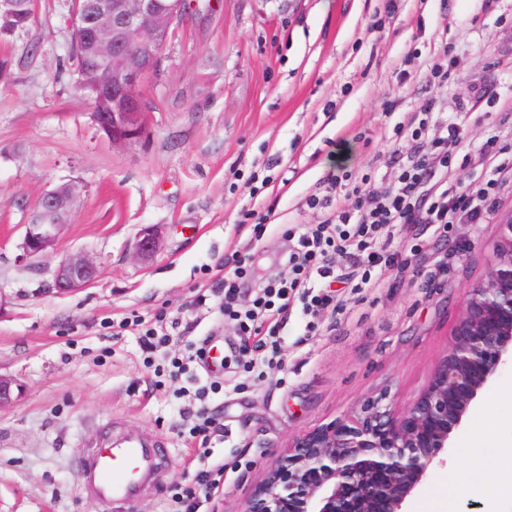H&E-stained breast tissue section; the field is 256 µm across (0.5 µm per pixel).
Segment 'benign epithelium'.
<instances>
[{
    "label": "benign epithelium",
    "mask_w": 512,
    "mask_h": 512,
    "mask_svg": "<svg viewBox=\"0 0 512 512\" xmlns=\"http://www.w3.org/2000/svg\"><path fill=\"white\" fill-rule=\"evenodd\" d=\"M188 0H89L73 6V39L92 49L78 86L93 101L92 120L114 145L142 137L137 86L157 67L169 34L186 13ZM18 0H0V36L20 26ZM77 187L63 184L38 200L30 222L21 225L23 261L58 250ZM159 246L154 226L141 228L134 255L147 259ZM93 258L64 256L53 271V290L76 292L95 280ZM512 358V221L486 278L468 290L447 354L405 410L368 399L360 408L298 436L272 463L265 481L242 512H402L406 499L428 478L452 432L498 368ZM22 392L0 374V409Z\"/></svg>",
    "instance_id": "7a95c632"
}]
</instances>
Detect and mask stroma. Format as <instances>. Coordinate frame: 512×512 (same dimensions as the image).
I'll return each mask as SVG.
<instances>
[{"label":"stroma","mask_w":512,"mask_h":512,"mask_svg":"<svg viewBox=\"0 0 512 512\" xmlns=\"http://www.w3.org/2000/svg\"><path fill=\"white\" fill-rule=\"evenodd\" d=\"M33 9L27 30L0 40L9 62L0 73V373L22 386L0 409V512H107L80 494L71 458L108 433L170 448L164 488L192 476L198 450L180 432L191 425L183 408L195 386L171 379L170 361L208 335L226 355L210 404L211 460L224 465L214 512H241L305 431L381 395L404 410L447 353L467 291L512 220V180L483 220L396 228L401 264L377 288L356 294L335 284L337 307L315 335L293 308L282 365L263 374L237 368L244 337L216 308L195 307V291L238 255L253 272L244 295L283 276L286 226L317 220L306 195L336 167L391 182L394 155L406 147L393 128L428 100L464 124L468 162L455 179L480 181L486 140L512 139V126L488 114L489 99L512 101V0H192L157 70L139 82L144 134L122 147L102 138L75 86L70 0H34ZM444 40L457 64L440 89L424 74ZM254 173L272 179L255 197ZM73 181L82 193L57 254L20 261L21 224L45 191ZM250 203L274 210L256 242L237 222ZM146 225L160 248L142 260L133 246ZM80 251L94 257L96 279L73 294L52 292L60 255ZM160 313L198 326L148 356L119 324L133 316L151 324ZM510 383L511 362L471 404L444 465L404 512H512V494L493 504L480 493L512 429L476 431ZM474 446L485 464L457 490L447 465L464 464Z\"/></svg>","instance_id":"35a3bbf8"}]
</instances>
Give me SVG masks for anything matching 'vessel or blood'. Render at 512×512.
<instances>
[{"mask_svg":"<svg viewBox=\"0 0 512 512\" xmlns=\"http://www.w3.org/2000/svg\"><path fill=\"white\" fill-rule=\"evenodd\" d=\"M169 459L168 449L131 436L116 442L102 439L94 448L76 453L73 462L82 492L104 503L110 512H127L156 486Z\"/></svg>","mask_w":512,"mask_h":512,"instance_id":"obj_1","label":"vessel or blood"}]
</instances>
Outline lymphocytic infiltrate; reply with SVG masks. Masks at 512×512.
Wrapping results in <instances>:
<instances>
[{
    "instance_id": "obj_1",
    "label": "lymphocytic infiltrate",
    "mask_w": 512,
    "mask_h": 512,
    "mask_svg": "<svg viewBox=\"0 0 512 512\" xmlns=\"http://www.w3.org/2000/svg\"><path fill=\"white\" fill-rule=\"evenodd\" d=\"M393 132L411 142L398 157L395 179L375 187L370 174L356 177L341 168L323 177L305 201L319 220L292 232L284 276L259 289L253 299H244L241 288L251 270L241 256L217 280L220 314L234 321L239 335L255 338L257 349L280 348L283 317L295 302H302L305 329L312 336L321 315L335 304L329 292L333 283L343 280L355 290L376 287L383 272L398 262L390 250L396 226L479 220L491 210L503 176L512 175V144L492 137L481 150L482 181L466 189L449 181L464 128L436 117L434 103ZM340 257L353 259L352 271L337 274ZM223 488L205 463L191 479L173 484L169 499L180 512H201Z\"/></svg>"
}]
</instances>
